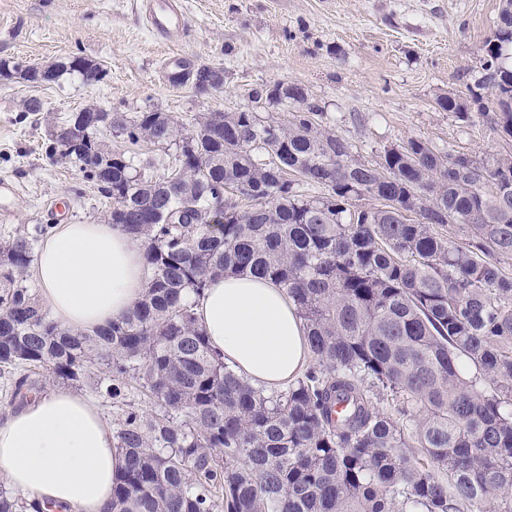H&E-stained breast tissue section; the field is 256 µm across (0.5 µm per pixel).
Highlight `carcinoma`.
Segmentation results:
<instances>
[{"label":"carcinoma","instance_id":"obj_1","mask_svg":"<svg viewBox=\"0 0 512 512\" xmlns=\"http://www.w3.org/2000/svg\"><path fill=\"white\" fill-rule=\"evenodd\" d=\"M483 53L481 92L436 104L464 122L475 106L512 138V0ZM274 86L252 102L284 108V123L209 112L180 130L164 112L84 107L97 114L78 127L95 159L67 158L123 207L105 220L141 238L150 278L125 317L86 333L57 323L27 284L53 225L1 241L12 400L92 377L120 404L112 512H512V276L500 267L512 256V153L478 164L411 137L365 164L304 87ZM108 127L130 145L177 147L186 163L121 152L106 182ZM203 180L226 192L221 219ZM300 181L325 194L299 193ZM135 214L151 223H127ZM453 224L467 243L439 233ZM226 274L271 279L295 302L312 362L287 389L239 378L196 323L193 300ZM0 512L45 508L0 489Z\"/></svg>","mask_w":512,"mask_h":512}]
</instances>
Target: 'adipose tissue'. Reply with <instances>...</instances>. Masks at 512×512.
Here are the masks:
<instances>
[{"label":"adipose tissue","instance_id":"1","mask_svg":"<svg viewBox=\"0 0 512 512\" xmlns=\"http://www.w3.org/2000/svg\"><path fill=\"white\" fill-rule=\"evenodd\" d=\"M139 239L116 224H62L34 276L64 326L92 332L124 317L148 278ZM209 343L248 383L279 390L311 360L303 322L272 281L226 275L193 305ZM122 467L112 428L86 396L56 387L0 421V475L54 512H106Z\"/></svg>","mask_w":512,"mask_h":512}]
</instances>
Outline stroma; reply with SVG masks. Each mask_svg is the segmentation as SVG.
Masks as SVG:
<instances>
[{"mask_svg": "<svg viewBox=\"0 0 512 512\" xmlns=\"http://www.w3.org/2000/svg\"><path fill=\"white\" fill-rule=\"evenodd\" d=\"M182 2L184 31L165 41L147 30L138 0H0V59L41 65L78 54L107 71L94 84L74 73L44 88L0 78V180L18 188L0 240L40 224L102 221L107 199L46 152L54 126L92 103L129 117L158 110L187 126L251 107L252 89L294 82L368 164L411 137L479 162L512 152V138L480 115L462 122L435 105L446 93L468 98L479 82L500 0ZM178 59L221 69L223 87L201 95L173 83ZM29 97L42 112L23 111Z\"/></svg>", "mask_w": 512, "mask_h": 512, "instance_id": "stroma-1", "label": "stroma"}]
</instances>
